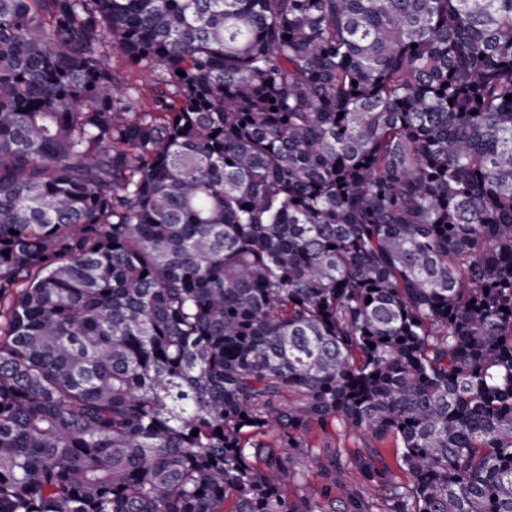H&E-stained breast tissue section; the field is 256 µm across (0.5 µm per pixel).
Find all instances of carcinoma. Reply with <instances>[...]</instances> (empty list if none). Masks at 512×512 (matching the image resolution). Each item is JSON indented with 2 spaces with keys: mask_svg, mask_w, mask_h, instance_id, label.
<instances>
[{
  "mask_svg": "<svg viewBox=\"0 0 512 512\" xmlns=\"http://www.w3.org/2000/svg\"><path fill=\"white\" fill-rule=\"evenodd\" d=\"M507 95L512 0H0V512H512ZM309 448L313 449L314 454L320 453V459L315 456L303 458L302 467L306 474V481L302 487L306 485L320 488V464L322 462V451L320 448H336L343 454L346 461L357 450L362 451L372 464L380 470L389 472L394 476L396 482L405 481L406 475L400 471L396 463V450L394 441L386 439L383 441H369L362 435L348 432L341 425H329L325 429L316 428L307 437ZM369 446L370 448H365Z\"/></svg>",
  "mask_w": 512,
  "mask_h": 512,
  "instance_id": "carcinoma-1",
  "label": "carcinoma"
}]
</instances>
